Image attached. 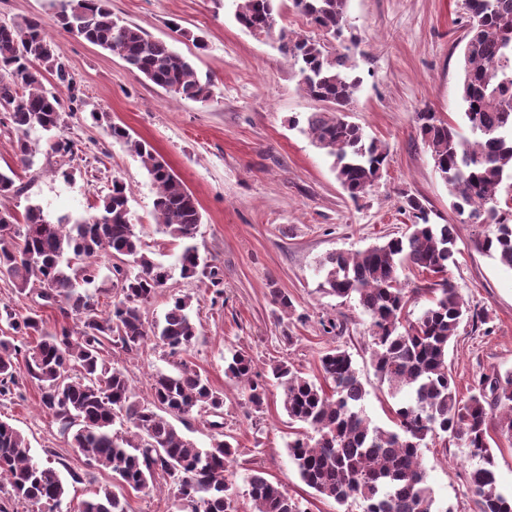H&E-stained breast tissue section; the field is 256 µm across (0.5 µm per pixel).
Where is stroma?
<instances>
[{"instance_id":"35a3bbf8","label":"stroma","mask_w":512,"mask_h":512,"mask_svg":"<svg viewBox=\"0 0 512 512\" xmlns=\"http://www.w3.org/2000/svg\"><path fill=\"white\" fill-rule=\"evenodd\" d=\"M114 16L141 27L193 60L199 76H211L209 102L173 97L136 80L125 63L76 36L50 28L56 53L72 73L84 106L69 118L66 136L78 144L74 156H49L51 133L29 134L37 153L32 166L16 156L18 134L0 121V169L10 168L27 184L25 195H0V210L24 213L31 204L45 213L90 214L112 178L131 190L130 210L146 252L169 268L171 277L144 310L149 324L161 322L173 298L192 296L199 330L182 358L148 343L136 356L117 354L132 385L149 397L155 372L173 373L179 361L208 374L224 392L226 434L239 448L234 469L239 512H251L246 476L257 468L310 512H336L330 500L314 498L299 479L286 444L288 416L282 392L269 383L260 411H249L244 387L224 373L234 351L250 355L258 372L270 361L287 360L300 371L319 372V356L330 345L347 349L367 390L364 411L372 424L390 427L388 384L370 361V318L356 297L325 294L319 262L329 253L356 252L385 238L408 233L411 213L403 194L425 199L433 223L457 227L458 253L448 276L471 314L448 347V366L458 389L483 373L512 369V271L478 252L479 225L462 223L450 208L419 133L417 115L432 111L463 125L459 96L458 43L466 21L464 0H349L348 23L358 37L356 72L362 83L350 119L388 153L381 176L359 200H350L331 169V160L300 129L323 104L299 85L276 39L242 29L232 0H110ZM202 37L196 47L194 37ZM148 141L199 202L201 222L194 243L201 258L219 266L224 296L216 298L208 278L182 277L181 244L156 224V189L139 160L112 141L110 123ZM73 170V180L50 175L49 166ZM291 298V313L272 302L273 291ZM343 321L341 335L323 333L321 320ZM36 385L24 383L0 399V418L28 438L32 454L64 458L83 473L68 485L65 500L78 505L95 490H122L128 512H176L167 494L120 489L110 471L89 464L69 447L59 426L39 407ZM422 464L438 507L471 512L465 495L470 460L457 445L447 456L422 451Z\"/></svg>"}]
</instances>
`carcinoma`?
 Returning <instances> with one entry per match:
<instances>
[{
	"mask_svg": "<svg viewBox=\"0 0 512 512\" xmlns=\"http://www.w3.org/2000/svg\"><path fill=\"white\" fill-rule=\"evenodd\" d=\"M235 18L251 32L276 38L299 83L328 108L311 113L307 133L331 160L336 179L353 201L378 178L387 159L383 146L346 120L361 85L349 54L332 51L327 40L276 26L277 0H234ZM307 21L336 39L344 36L348 0H293ZM468 24L463 37L460 94L470 136L434 112L418 113L419 131L436 172L448 186L453 210L485 230L475 248L512 271V0H465ZM54 25L119 57L138 80L175 97L207 101L211 80H202L193 62L163 40L113 16L109 0H62ZM62 84L73 77L56 55L42 19L22 18L0 26V112L20 133L19 162L33 164L30 131L61 130L80 111L45 88V75ZM112 139L138 158L156 188L154 219L174 240L195 238L201 223L194 194L147 142L117 123ZM53 154L74 156L77 144L64 134ZM130 189L118 178L99 198L96 213L47 218L30 205L22 216L0 211V276L34 307L26 313L0 308V398L9 399L19 379L37 385L40 407L56 423L70 447L96 467L112 472L124 487H156L157 478L173 497L177 512H238L234 481L237 449L224 434V392L201 371L180 363L174 374L152 376L151 398L143 399L126 370L110 360L113 350L139 355L153 341L171 356L187 352L198 336L189 309L191 297L175 299L163 322L149 326L142 308L165 287L168 268L151 258L132 224ZM415 218L408 235L395 236L356 252L336 251L319 264L321 289L338 297L358 296L371 316L375 371L389 385V430L373 426L362 403L366 390L352 355L341 347L319 357L318 377H304L284 360L270 366L283 390V409L295 426L288 450L302 482L321 499L339 506L357 502L362 512H448L436 508L422 466L425 440H451L466 449L476 466L466 473L474 512H512V495L496 478L492 433L512 439V371L483 373L462 399L448 369V345L469 310L448 278L458 235L453 224H433L420 198L404 196ZM110 261L100 276L98 259ZM181 274H202L223 296L219 267L201 262L196 246L182 250ZM426 275L421 288L403 286L401 272ZM429 305L410 319L406 309L420 294ZM113 297L98 309L99 297ZM62 318L50 333L40 309ZM244 384L248 404L259 410L267 379L257 378L252 357L239 352L225 370ZM203 412L214 431L199 448L168 417L183 425ZM126 428L113 429L116 418ZM254 512H309L258 469L247 476ZM10 499L61 508L66 488L59 471L34 459L29 441L0 419V485ZM77 512H128L126 499L104 487L78 504Z\"/></svg>",
	"mask_w": 512,
	"mask_h": 512,
	"instance_id": "1",
	"label": "carcinoma"
}]
</instances>
